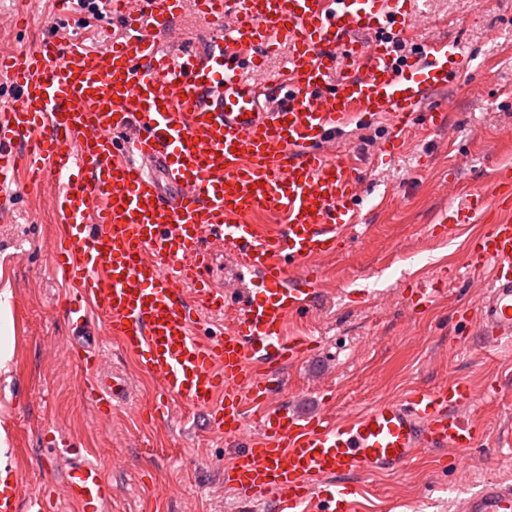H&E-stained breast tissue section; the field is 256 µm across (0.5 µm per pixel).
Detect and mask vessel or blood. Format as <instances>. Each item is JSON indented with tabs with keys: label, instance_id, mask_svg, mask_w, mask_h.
Wrapping results in <instances>:
<instances>
[{
	"label": "vessel or blood",
	"instance_id": "obj_1",
	"mask_svg": "<svg viewBox=\"0 0 512 512\" xmlns=\"http://www.w3.org/2000/svg\"><path fill=\"white\" fill-rule=\"evenodd\" d=\"M57 2L45 41L0 57V200L54 182L50 259L70 285L68 319L80 332L100 318L155 377V418L176 399L206 411L232 450L225 485L247 504L272 500L274 512L308 502L351 512L341 478L400 472L423 450L477 451L482 433L465 411L496 398L493 385L480 395L453 380L338 417L282 406L251 421L244 408L266 404L288 365L319 348L284 327L310 312L317 261L351 243L362 221L359 174L341 154L346 128L387 116V152L411 128H444L445 113L423 105L454 82L463 48L396 56L394 0H102L119 32L94 47L74 28L75 0ZM188 4L217 31L206 48L176 24ZM358 30L369 41L354 39ZM265 43L290 48L273 83L257 60ZM493 205L512 209L511 170L439 225L447 234L483 222ZM268 214L277 223H255ZM217 241L248 287H218ZM469 262L489 273L482 336L512 342V222L474 238ZM72 361L98 412L111 414L124 379L97 378L91 345L75 343ZM43 438L65 468V497L78 512H105L102 466L71 439ZM52 493L0 466V512H52ZM456 512H512V483L485 482Z\"/></svg>",
	"mask_w": 512,
	"mask_h": 512
}]
</instances>
